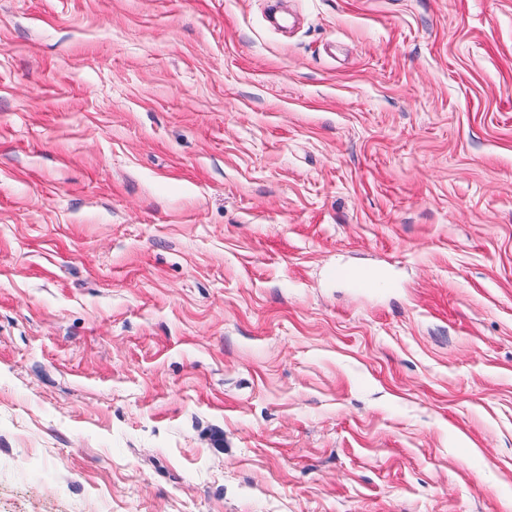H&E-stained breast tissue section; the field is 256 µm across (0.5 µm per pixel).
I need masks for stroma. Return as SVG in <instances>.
Segmentation results:
<instances>
[{"mask_svg":"<svg viewBox=\"0 0 512 512\" xmlns=\"http://www.w3.org/2000/svg\"><path fill=\"white\" fill-rule=\"evenodd\" d=\"M268 6L0 0V512H512V0Z\"/></svg>","mask_w":512,"mask_h":512,"instance_id":"1","label":"stroma"}]
</instances>
